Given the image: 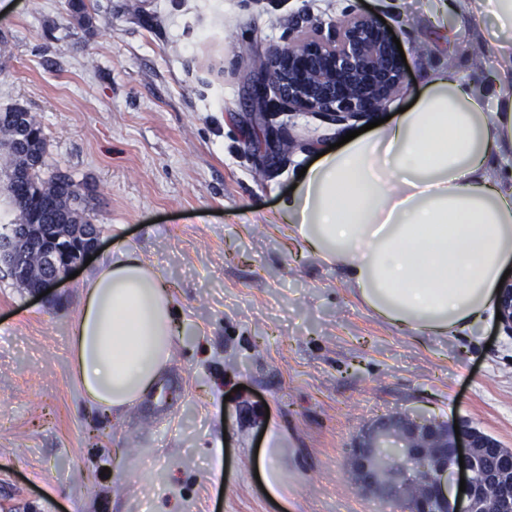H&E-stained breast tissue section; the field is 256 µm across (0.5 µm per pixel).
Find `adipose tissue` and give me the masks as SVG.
Listing matches in <instances>:
<instances>
[{
	"label": "adipose tissue",
	"mask_w": 512,
	"mask_h": 512,
	"mask_svg": "<svg viewBox=\"0 0 512 512\" xmlns=\"http://www.w3.org/2000/svg\"><path fill=\"white\" fill-rule=\"evenodd\" d=\"M480 80L431 69L410 108L308 165L279 202L289 234L340 268L374 316L428 337L486 331L512 268V182L495 154L512 143V51ZM500 99L489 108V98ZM70 329L82 396L120 413L162 388L178 334L168 281L135 249H107L83 281Z\"/></svg>",
	"instance_id": "adipose-tissue-1"
}]
</instances>
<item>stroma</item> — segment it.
Returning a JSON list of instances; mask_svg holds the SVG:
<instances>
[{
  "mask_svg": "<svg viewBox=\"0 0 512 512\" xmlns=\"http://www.w3.org/2000/svg\"><path fill=\"white\" fill-rule=\"evenodd\" d=\"M434 0H0V110H27L91 195L100 246L135 247L173 283L182 334L159 400L86 410L71 374L79 279L42 298L0 268V512H390L345 476L360 431L418 409L512 448V333L428 338L362 306L336 267L301 257L278 222L304 164L266 160L256 59L371 7L399 37L410 105L442 55ZM270 129H342L269 101ZM277 454L281 497L255 471Z\"/></svg>",
  "mask_w": 512,
  "mask_h": 512,
  "instance_id": "1",
  "label": "stroma"
}]
</instances>
